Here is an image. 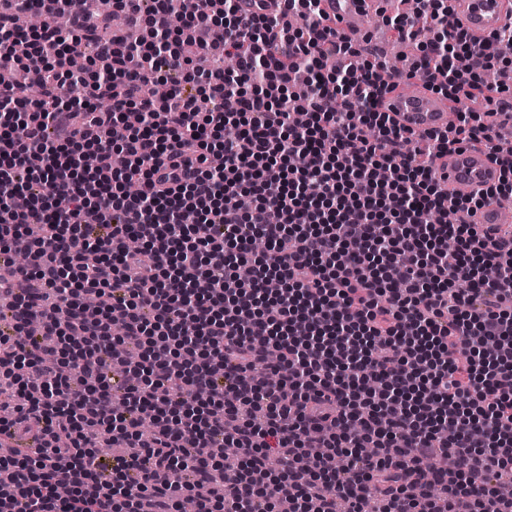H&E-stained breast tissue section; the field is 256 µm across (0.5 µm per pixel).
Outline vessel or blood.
I'll return each instance as SVG.
<instances>
[{
  "label": "vessel or blood",
  "instance_id": "b4317fda",
  "mask_svg": "<svg viewBox=\"0 0 512 512\" xmlns=\"http://www.w3.org/2000/svg\"><path fill=\"white\" fill-rule=\"evenodd\" d=\"M327 14L335 16L341 31L353 39L365 33L363 0H326ZM454 18L470 33L484 36L512 22V0H456ZM399 125L416 132L440 130L450 122L448 101L427 91L389 95L384 101ZM440 174L450 196L461 197L489 188L497 183L498 167L481 151L462 150L449 154ZM475 224H511L512 205L490 201L471 218Z\"/></svg>",
  "mask_w": 512,
  "mask_h": 512
}]
</instances>
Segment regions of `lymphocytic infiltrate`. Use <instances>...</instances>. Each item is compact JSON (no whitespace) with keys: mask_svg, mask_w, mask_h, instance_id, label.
<instances>
[{"mask_svg":"<svg viewBox=\"0 0 512 512\" xmlns=\"http://www.w3.org/2000/svg\"><path fill=\"white\" fill-rule=\"evenodd\" d=\"M408 2L387 24L422 53L398 72L323 0H181L177 28L169 0H112L133 39L74 0H0V71L28 74L0 81V512H180L203 485L195 512H512V228L469 221L512 200V23L477 38L444 29L452 0ZM412 82L452 132L383 111ZM464 146L500 181L452 198L438 163Z\"/></svg>","mask_w":512,"mask_h":512,"instance_id":"lymphocytic-infiltrate-1","label":"lymphocytic infiltrate"}]
</instances>
